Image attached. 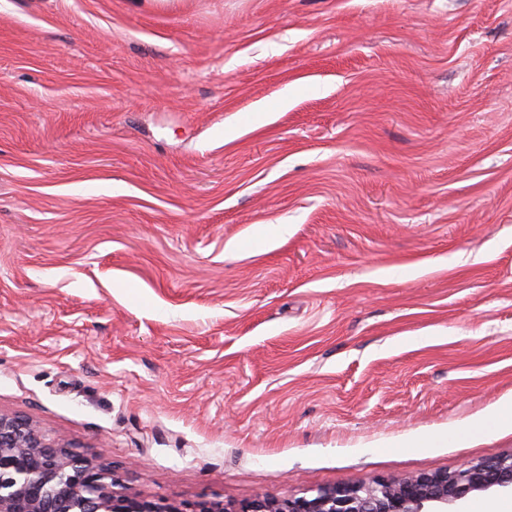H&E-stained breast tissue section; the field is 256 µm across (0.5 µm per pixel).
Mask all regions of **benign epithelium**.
<instances>
[{
	"instance_id": "benign-epithelium-1",
	"label": "benign epithelium",
	"mask_w": 512,
	"mask_h": 512,
	"mask_svg": "<svg viewBox=\"0 0 512 512\" xmlns=\"http://www.w3.org/2000/svg\"><path fill=\"white\" fill-rule=\"evenodd\" d=\"M512 493V454L451 473L374 479L303 496L255 498L240 507L202 497L145 498L109 465L51 437L32 421L0 413V512H457L475 492Z\"/></svg>"
}]
</instances>
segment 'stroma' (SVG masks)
I'll list each match as a JSON object with an SVG mask.
<instances>
[{
  "label": "stroma",
  "instance_id": "1",
  "mask_svg": "<svg viewBox=\"0 0 512 512\" xmlns=\"http://www.w3.org/2000/svg\"><path fill=\"white\" fill-rule=\"evenodd\" d=\"M0 412L151 498L512 453V0H0Z\"/></svg>",
  "mask_w": 512,
  "mask_h": 512
}]
</instances>
